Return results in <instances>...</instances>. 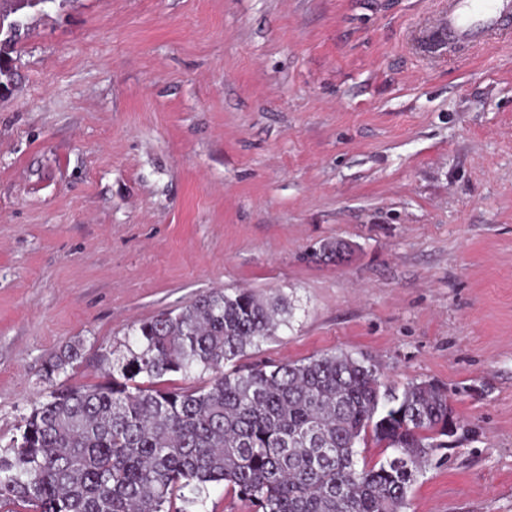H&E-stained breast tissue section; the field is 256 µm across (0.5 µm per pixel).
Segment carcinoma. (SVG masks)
<instances>
[{"instance_id":"cac0c4a2","label":"carcinoma","mask_w":512,"mask_h":512,"mask_svg":"<svg viewBox=\"0 0 512 512\" xmlns=\"http://www.w3.org/2000/svg\"><path fill=\"white\" fill-rule=\"evenodd\" d=\"M31 0H11L4 29H24ZM13 37L0 43V81L13 83ZM279 300L211 290L135 329L112 378L60 385L0 449V512H202L224 484L251 512H406L439 439L458 423L445 387H385L375 365L347 353L239 366L275 328ZM73 342L45 361L52 381L78 362ZM169 374L208 375L166 387ZM148 379L144 385L136 378ZM390 451L358 467L366 435Z\"/></svg>"}]
</instances>
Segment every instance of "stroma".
I'll return each instance as SVG.
<instances>
[{
    "label": "stroma",
    "mask_w": 512,
    "mask_h": 512,
    "mask_svg": "<svg viewBox=\"0 0 512 512\" xmlns=\"http://www.w3.org/2000/svg\"><path fill=\"white\" fill-rule=\"evenodd\" d=\"M446 0H54L0 99V448L53 385L212 289L289 313L245 365L345 352L460 421L408 512H512V29ZM343 241L344 261L325 244ZM510 22L511 0H451L431 39L440 46L484 44L492 32ZM82 354L83 344L80 341L67 344L45 361L41 376L49 382L53 381L55 377L65 373L68 367H73L74 363H77L82 357Z\"/></svg>",
    "instance_id": "35a3bbf8"
}]
</instances>
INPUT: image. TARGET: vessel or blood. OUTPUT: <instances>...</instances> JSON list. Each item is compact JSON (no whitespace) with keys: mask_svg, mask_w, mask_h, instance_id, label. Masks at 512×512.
Returning a JSON list of instances; mask_svg holds the SVG:
<instances>
[{"mask_svg":"<svg viewBox=\"0 0 512 512\" xmlns=\"http://www.w3.org/2000/svg\"><path fill=\"white\" fill-rule=\"evenodd\" d=\"M512 23V0H450L448 13L431 35L440 46L483 44Z\"/></svg>","mask_w":512,"mask_h":512,"instance_id":"b4317fda","label":"vessel or blood"}]
</instances>
